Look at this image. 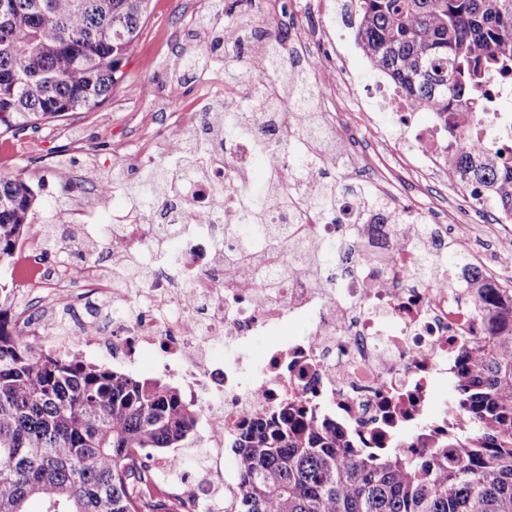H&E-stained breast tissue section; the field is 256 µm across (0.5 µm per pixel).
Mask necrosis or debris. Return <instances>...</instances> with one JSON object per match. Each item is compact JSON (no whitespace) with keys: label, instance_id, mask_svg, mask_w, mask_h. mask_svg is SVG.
<instances>
[{"label":"necrosis or debris","instance_id":"obj_1","mask_svg":"<svg viewBox=\"0 0 512 512\" xmlns=\"http://www.w3.org/2000/svg\"><path fill=\"white\" fill-rule=\"evenodd\" d=\"M338 93L313 87L310 109L322 132L344 145L348 174H365L369 193L410 224L427 221L433 206L411 202L407 187L375 168L359 137L347 135L345 114L328 107ZM370 106L359 115L363 132L384 143L386 121L395 118L401 159L419 175L448 172L445 159L460 143L441 120L419 125L416 109L384 83ZM205 125L201 104L187 103L160 139L119 154L124 171H143L160 158L173 162L180 188L159 199L154 218L140 216L131 199L113 211L110 225H72L56 249H47L38 232L22 241L13 262L16 297L47 304L35 321L19 313L23 339L82 357L99 352L126 370L142 350L156 349L161 369L203 407L205 460L182 494L206 512H220L225 492L240 485L222 473L225 440L292 398L314 396L372 448L403 432L417 443L451 426L447 409L435 408L431 396L437 381L455 383L459 354L484 332L471 291L410 280L418 252L407 226L386 245L383 264L339 285L299 272L274 294L257 285L236 261L240 239L231 228L246 224L239 197L254 181L258 153L271 157L281 175L294 160L253 128L237 133L224 151H208ZM101 241L112 251V266L75 263V254ZM303 312L312 316L311 336L282 335ZM258 335L272 342L256 357L249 339ZM219 348L220 365L212 359Z\"/></svg>","mask_w":512,"mask_h":512}]
</instances>
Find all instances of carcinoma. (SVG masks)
Segmentation results:
<instances>
[{
    "label": "carcinoma",
    "mask_w": 512,
    "mask_h": 512,
    "mask_svg": "<svg viewBox=\"0 0 512 512\" xmlns=\"http://www.w3.org/2000/svg\"><path fill=\"white\" fill-rule=\"evenodd\" d=\"M0 136L90 111L112 94L139 37L149 0H0ZM356 39L373 68L422 111L441 117L478 109L498 78L512 76V0H353ZM119 29L122 37L113 31ZM263 69L291 93L288 47L281 36L262 40ZM315 117L300 112L310 146L327 152L320 188L309 199L318 219L339 223V200L359 192L319 142ZM455 155V183L491 193L512 213V165L468 137ZM296 155L292 181L276 186L281 209L307 179L314 152L284 137ZM171 182L163 161L146 170L136 191L155 203L154 190ZM268 203L255 194L254 236L292 240L293 268L340 276L348 260H379L364 251L387 239L403 218L376 205L341 242L316 247L291 238L293 229L257 223ZM36 195L25 173L0 174V268L10 267L16 243L32 231ZM456 271L450 288L474 290L478 314H491L488 332L460 355L461 370L448 411L455 432L435 431L425 450L402 443L376 456L324 416L286 404L228 440L242 477L224 512H512V288L455 249L419 251L411 271L433 280L434 270ZM200 406L161 378H135L49 353L19 337L8 300H0V512H27L37 498L45 512H188L150 469V460L196 442Z\"/></svg>",
    "instance_id": "1"
}]
</instances>
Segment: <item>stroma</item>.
Returning <instances> with one entry per match:
<instances>
[{"instance_id": "1", "label": "stroma", "mask_w": 512, "mask_h": 512, "mask_svg": "<svg viewBox=\"0 0 512 512\" xmlns=\"http://www.w3.org/2000/svg\"><path fill=\"white\" fill-rule=\"evenodd\" d=\"M292 22L333 34L355 28L357 17L344 0H315L313 7L293 14ZM215 34L204 0H150L122 78L103 104L28 130L31 149L24 155H9L8 140L0 137V172L30 176L38 195L33 216L44 219L46 235L61 233L69 213L95 195L98 183L112 179L113 145L135 147L158 124L177 118L181 105L170 94L174 82L182 84L181 97H196V82L178 78L179 58L185 52L214 49ZM334 53L336 66L314 74L312 81L331 84L347 77L352 87L349 109L359 111L380 75L354 37L338 40Z\"/></svg>"}]
</instances>
